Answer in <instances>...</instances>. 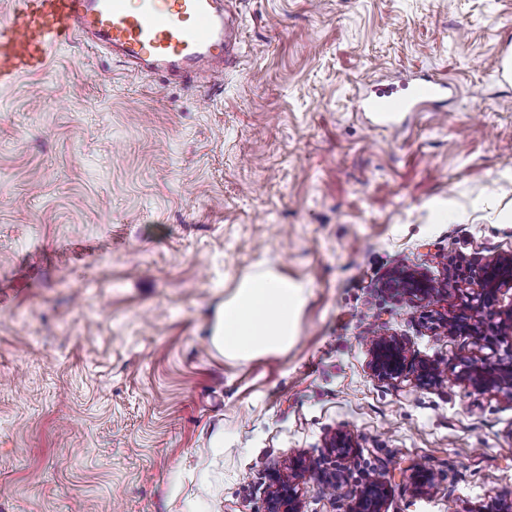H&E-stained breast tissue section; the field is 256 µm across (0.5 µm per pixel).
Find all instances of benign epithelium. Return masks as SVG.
Listing matches in <instances>:
<instances>
[{
    "instance_id": "obj_1",
    "label": "benign epithelium",
    "mask_w": 512,
    "mask_h": 512,
    "mask_svg": "<svg viewBox=\"0 0 512 512\" xmlns=\"http://www.w3.org/2000/svg\"><path fill=\"white\" fill-rule=\"evenodd\" d=\"M474 285L466 298L462 312L448 316L442 328L449 333H464L474 338L479 345L495 341L507 342L503 354L496 360H460V378L477 389H509L512 391V306L498 307V296L512 288V255L497 256L486 261L469 279ZM458 288L457 283L439 285L426 275L411 271L402 272L392 287L401 295L414 301H429L436 296L439 287ZM408 346L399 336H374L369 341V369L380 380L400 377L412 363L408 357ZM417 380L425 385L436 383L442 370L436 363L422 360L415 366ZM329 451L344 460L352 448V436L338 432L328 443ZM306 472L304 462H294L292 472L277 473L266 502V512H302L297 480ZM411 478L418 490L426 492L434 486L433 474L423 466L414 468ZM385 488L382 479L374 478L365 483L356 493L352 512H385Z\"/></svg>"
}]
</instances>
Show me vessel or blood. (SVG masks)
<instances>
[{
  "label": "vessel or blood",
  "instance_id": "1",
  "mask_svg": "<svg viewBox=\"0 0 512 512\" xmlns=\"http://www.w3.org/2000/svg\"><path fill=\"white\" fill-rule=\"evenodd\" d=\"M89 34L114 55L163 80L215 81L235 57L237 24L224 0H18L0 27V85L39 69L50 48ZM445 79L424 74L405 93L381 90L363 106L383 126L402 112L439 102Z\"/></svg>",
  "mask_w": 512,
  "mask_h": 512
}]
</instances>
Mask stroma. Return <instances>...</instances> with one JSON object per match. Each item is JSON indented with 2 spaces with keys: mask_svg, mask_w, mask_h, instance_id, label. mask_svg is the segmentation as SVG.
I'll return each instance as SVG.
<instances>
[{
  "mask_svg": "<svg viewBox=\"0 0 512 512\" xmlns=\"http://www.w3.org/2000/svg\"><path fill=\"white\" fill-rule=\"evenodd\" d=\"M227 5L222 86L160 81L88 35L0 86V512H264L298 457L302 512H350L375 477L386 512L512 500V396L462 381L458 360L492 351L438 327L461 292L388 287L512 254V0ZM419 70L447 107L372 128L358 92ZM260 268L308 288L298 337L225 358L213 311ZM376 334L441 381L372 376ZM392 288H395L401 295L418 302L429 301L434 298L439 292L437 288L461 290L456 282H446L438 285L426 275L416 271L400 273L394 280Z\"/></svg>",
  "mask_w": 512,
  "mask_h": 512,
  "instance_id": "stroma-1",
  "label": "stroma"
}]
</instances>
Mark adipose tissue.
<instances>
[{
    "instance_id": "ef3b65f1",
    "label": "adipose tissue",
    "mask_w": 512,
    "mask_h": 512,
    "mask_svg": "<svg viewBox=\"0 0 512 512\" xmlns=\"http://www.w3.org/2000/svg\"><path fill=\"white\" fill-rule=\"evenodd\" d=\"M306 290L272 270L241 280L216 308L212 342L224 357L248 361L287 351L296 339Z\"/></svg>"
}]
</instances>
